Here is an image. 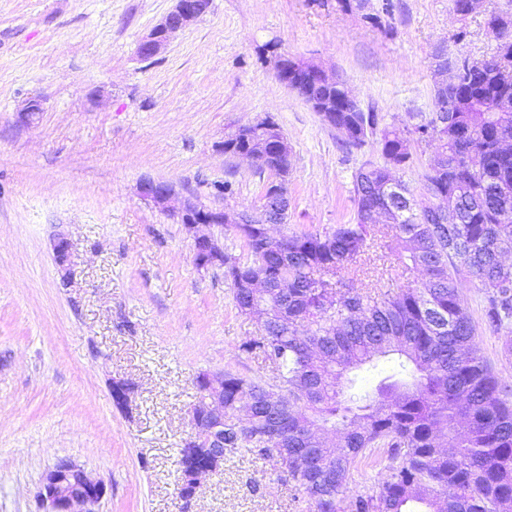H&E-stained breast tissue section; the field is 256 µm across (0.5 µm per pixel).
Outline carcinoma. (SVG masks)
I'll use <instances>...</instances> for the list:
<instances>
[{"label":"carcinoma","instance_id":"cac0c4a2","mask_svg":"<svg viewBox=\"0 0 512 512\" xmlns=\"http://www.w3.org/2000/svg\"><path fill=\"white\" fill-rule=\"evenodd\" d=\"M487 27L512 33V10L490 12ZM448 99L454 111L440 126L432 117L386 126L373 108L336 113L353 138L343 147L372 140L382 158L352 173L355 223L277 237L265 224L232 225L248 252L244 262L224 253L233 303L244 315L257 305L269 313L268 332L240 350L272 369L276 388L224 372V447L269 461L264 434L282 423L288 479L314 512H501L512 504V385L481 356L460 294L464 274L479 288L488 326L512 333V268L500 261L512 251V68L472 71ZM415 145L438 155L422 190L448 199L456 223L429 224L405 183L386 188L391 163L405 169ZM367 202L392 223H364ZM380 234L392 235L388 248L420 280L395 293L356 286L368 242ZM391 354L411 381L388 375L378 397L341 399L348 371ZM245 399L251 419L237 425ZM331 429L342 435L337 448ZM311 455L327 477L309 471ZM361 459L380 468L372 492L351 486Z\"/></svg>","mask_w":512,"mask_h":512}]
</instances>
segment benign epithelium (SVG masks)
<instances>
[{"instance_id":"1","label":"benign epithelium","mask_w":512,"mask_h":512,"mask_svg":"<svg viewBox=\"0 0 512 512\" xmlns=\"http://www.w3.org/2000/svg\"><path fill=\"white\" fill-rule=\"evenodd\" d=\"M211 2L175 0L173 10L141 41V56L152 58L165 50L175 33L192 25L208 12ZM271 61L279 80L294 90L302 79L322 87L341 83L340 79L328 76L315 63L301 62L278 52L271 55ZM309 104L338 133L346 135V130L331 120L332 112L336 111L331 101L315 96L309 99ZM242 133L253 137L256 147L241 150L237 155L254 159L258 166L273 175L266 184L261 201L264 223L285 224L289 209L288 168L282 160L288 158V141L269 119L240 126L234 131L236 135ZM139 195L193 233L195 260L205 270L224 267V245L213 234L200 232L201 227L254 223L252 215L245 209H213L193 195L178 196L171 185L163 182H141ZM53 252L63 278H70V239L64 235L57 236L53 241ZM201 381V399L189 412L190 432L183 445L212 448L217 456L194 471L190 487L183 491V496L191 498L197 494L202 479L213 472L224 457V372L204 371L201 373ZM105 492L106 485L101 479L70 460H62L43 476L37 500L41 506L48 507L47 512H76L77 506L85 507L83 512H95L93 507L101 502Z\"/></svg>"}]
</instances>
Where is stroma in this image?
<instances>
[{
	"label": "stroma",
	"mask_w": 512,
	"mask_h": 512,
	"mask_svg": "<svg viewBox=\"0 0 512 512\" xmlns=\"http://www.w3.org/2000/svg\"><path fill=\"white\" fill-rule=\"evenodd\" d=\"M175 0H0V512H39L43 474L59 460L106 485L98 512H312L271 462L225 452L190 505L177 495L178 450L199 400L195 377L224 370L262 384L272 372L239 346L258 325L235 308L220 270L194 260L193 237L138 194L171 184L213 208L256 209L269 173L224 154L237 127L270 116L290 146L288 221L272 234L353 223L351 173L374 145L345 149L333 127L278 80L263 47L338 75L361 107L411 126L433 111L442 50L474 60L497 49L484 0L463 17L452 0H392L382 23L339 0H212L157 56L139 44ZM43 112L18 113L32 98ZM233 180L225 198L214 186ZM72 243L70 283L52 253ZM360 281L407 282L372 244ZM461 294L481 355L512 381L505 334ZM134 384L127 407L116 381Z\"/></svg>",
	"instance_id": "1"
}]
</instances>
